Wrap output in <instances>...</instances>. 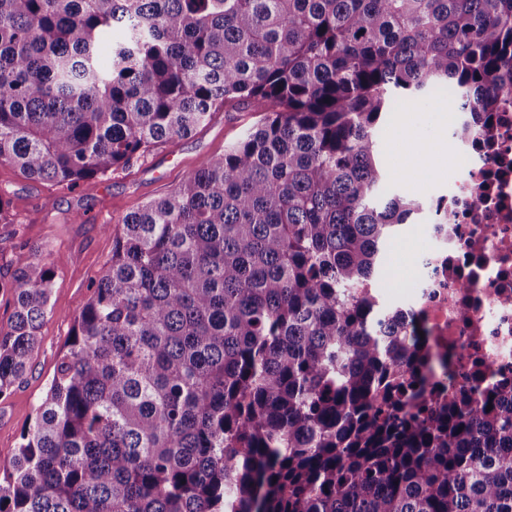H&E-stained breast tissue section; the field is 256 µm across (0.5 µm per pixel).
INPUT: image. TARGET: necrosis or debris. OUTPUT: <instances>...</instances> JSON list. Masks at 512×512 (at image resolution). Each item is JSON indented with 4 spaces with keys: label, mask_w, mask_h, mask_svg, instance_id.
Wrapping results in <instances>:
<instances>
[{
    "label": "necrosis or debris",
    "mask_w": 512,
    "mask_h": 512,
    "mask_svg": "<svg viewBox=\"0 0 512 512\" xmlns=\"http://www.w3.org/2000/svg\"><path fill=\"white\" fill-rule=\"evenodd\" d=\"M448 213L428 224V245L410 282L405 312L422 318L435 368L427 398L512 381V98L492 127L460 142L445 192H428Z\"/></svg>",
    "instance_id": "4bbe7bcc"
}]
</instances>
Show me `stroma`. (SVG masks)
<instances>
[{
  "label": "stroma",
  "mask_w": 512,
  "mask_h": 512,
  "mask_svg": "<svg viewBox=\"0 0 512 512\" xmlns=\"http://www.w3.org/2000/svg\"><path fill=\"white\" fill-rule=\"evenodd\" d=\"M455 109L452 101L438 96L399 106L379 133L387 188L419 199L442 187L443 160L454 144L443 120ZM259 118L251 108L214 112L190 137L173 139L127 167L74 187L28 181L11 166L0 165V197L9 202L0 221V276L9 277L36 260L63 258L55 270L39 347L24 378L0 398V470L8 467L22 433L33 423L75 319L90 298L91 284L112 256L114 226L127 213L177 187L202 159L222 154L226 144ZM425 243L426 226L419 223L404 225L388 244L386 273L376 283L381 305L391 308L401 300L391 282L398 276L411 277Z\"/></svg>",
  "instance_id": "stroma-1"
}]
</instances>
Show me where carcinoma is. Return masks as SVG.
<instances>
[{
	"instance_id": "obj_1",
	"label": "carcinoma",
	"mask_w": 512,
	"mask_h": 512,
	"mask_svg": "<svg viewBox=\"0 0 512 512\" xmlns=\"http://www.w3.org/2000/svg\"><path fill=\"white\" fill-rule=\"evenodd\" d=\"M443 90L457 139L487 128L512 0H0V164L28 179L263 112L123 217L0 512H512V385L411 405L426 328L372 293L426 210L386 189L378 133ZM61 262L0 279V397Z\"/></svg>"
}]
</instances>
